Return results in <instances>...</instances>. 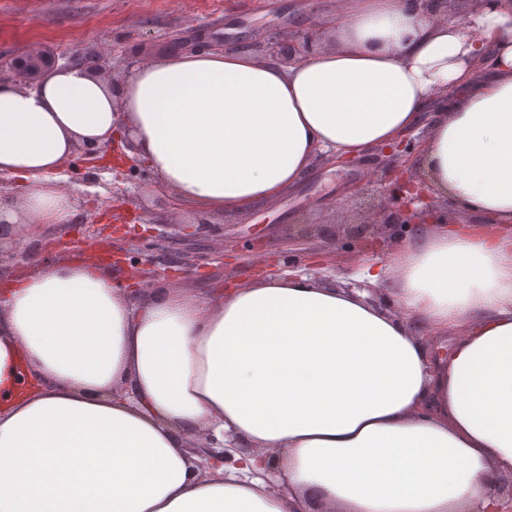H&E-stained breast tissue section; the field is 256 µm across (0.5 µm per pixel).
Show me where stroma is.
I'll return each instance as SVG.
<instances>
[{"mask_svg": "<svg viewBox=\"0 0 512 512\" xmlns=\"http://www.w3.org/2000/svg\"><path fill=\"white\" fill-rule=\"evenodd\" d=\"M338 0H0V81L11 80L7 62L40 47L66 57L100 54L105 79L122 78L129 61L149 62L176 51L246 49L265 57L269 39L300 35L335 19ZM386 158L353 164L315 160L306 180L279 200L243 213L205 211L176 203L138 159L95 167L74 154L60 170L77 209L69 224L10 227L17 246L0 258V277L23 273L35 261L98 254L101 225L114 227L110 260L121 284L147 268L145 231L171 237L173 263L162 282L211 290L266 275L258 259H275L276 272L309 271L340 288L363 287L366 269L391 249L365 233L360 199L385 202ZM209 222L197 232L199 219Z\"/></svg>", "mask_w": 512, "mask_h": 512, "instance_id": "1", "label": "stroma"}]
</instances>
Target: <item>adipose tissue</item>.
<instances>
[{
	"mask_svg": "<svg viewBox=\"0 0 512 512\" xmlns=\"http://www.w3.org/2000/svg\"><path fill=\"white\" fill-rule=\"evenodd\" d=\"M339 0L332 48L284 64L175 52L112 86L90 65L0 84V204L69 223L55 173L118 128L176 197L242 212L321 154L422 123L459 209L390 256V309L299 274L139 300L66 256L0 289V512H491L512 477V8ZM249 447L200 474L190 435ZM287 492H272V484Z\"/></svg>",
	"mask_w": 512,
	"mask_h": 512,
	"instance_id": "ef3b65f1",
	"label": "adipose tissue"
}]
</instances>
